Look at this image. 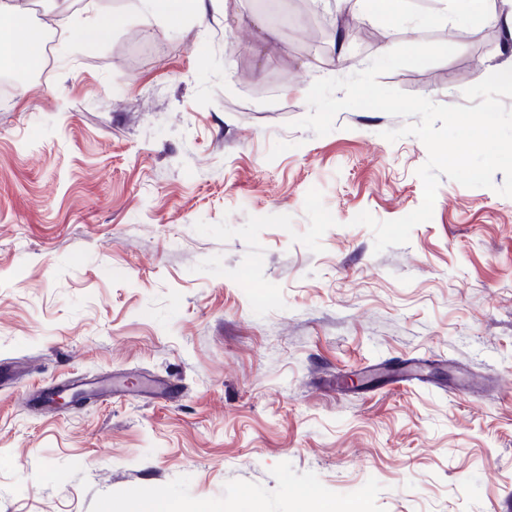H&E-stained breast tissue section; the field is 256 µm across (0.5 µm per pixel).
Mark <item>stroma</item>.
Here are the masks:
<instances>
[{"label":"stroma","instance_id":"35a3bbf8","mask_svg":"<svg viewBox=\"0 0 512 512\" xmlns=\"http://www.w3.org/2000/svg\"><path fill=\"white\" fill-rule=\"evenodd\" d=\"M65 40L0 107V512H512V198L441 178L431 220L375 253L360 212L417 209L424 144L346 109L293 128L300 88L398 44L455 46L381 84L444 105L506 28L454 0H43ZM112 15L93 40L74 20ZM433 22L420 26V16ZM365 20V48L313 25ZM68 380L99 394L38 402ZM143 17L149 20H163L179 26L188 17L202 19L206 15V0H141Z\"/></svg>","mask_w":512,"mask_h":512}]
</instances>
